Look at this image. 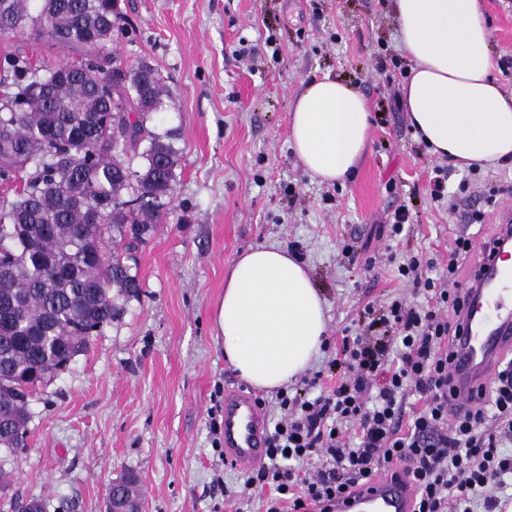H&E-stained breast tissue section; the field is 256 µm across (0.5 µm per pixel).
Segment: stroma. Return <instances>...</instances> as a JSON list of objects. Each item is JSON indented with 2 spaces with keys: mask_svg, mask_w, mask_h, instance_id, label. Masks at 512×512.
I'll list each match as a JSON object with an SVG mask.
<instances>
[{
  "mask_svg": "<svg viewBox=\"0 0 512 512\" xmlns=\"http://www.w3.org/2000/svg\"><path fill=\"white\" fill-rule=\"evenodd\" d=\"M125 13L113 50L156 68L173 96L155 116L181 151L166 223L132 266L142 285L122 317L43 386L30 404L26 446L0 454L11 498L45 512H105L108 487L135 475L143 512H234L219 485L240 490L241 469L225 467L211 416L241 378L225 361L212 311L236 257L275 244L308 266L323 292L329 347L364 326L366 306L412 290L397 276L419 255L445 273L456 235L486 237L498 210L512 209V165L461 169L418 142L398 96L411 62L398 43L391 0H120ZM494 76L512 93V0H482ZM257 48L241 61L239 45ZM333 76L367 98L375 115L353 177L321 184L289 144L301 88ZM446 173L448 211L430 197L434 167ZM505 186L494 203L483 193ZM406 207L402 234L385 233ZM482 220L468 223V212ZM355 245L353 257L342 254Z\"/></svg>",
  "mask_w": 512,
  "mask_h": 512,
  "instance_id": "obj_1",
  "label": "stroma"
}]
</instances>
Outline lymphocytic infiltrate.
Masks as SVG:
<instances>
[{
  "label": "lymphocytic infiltrate",
  "instance_id": "1",
  "mask_svg": "<svg viewBox=\"0 0 512 512\" xmlns=\"http://www.w3.org/2000/svg\"><path fill=\"white\" fill-rule=\"evenodd\" d=\"M478 244L456 237L448 272L409 257L397 267L423 303L397 298L366 307L367 331L346 336L328 370L333 388L309 397L278 392L284 415L268 433L267 461L246 488L273 487L265 512H306L381 473L403 468L417 487L415 512H503L512 491V358L462 414L448 405L452 343L465 300L462 265Z\"/></svg>",
  "mask_w": 512,
  "mask_h": 512
}]
</instances>
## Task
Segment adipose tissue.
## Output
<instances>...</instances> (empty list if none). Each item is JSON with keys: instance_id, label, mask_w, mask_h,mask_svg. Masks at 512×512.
I'll return each mask as SVG.
<instances>
[{"instance_id": "obj_1", "label": "adipose tissue", "mask_w": 512, "mask_h": 512, "mask_svg": "<svg viewBox=\"0 0 512 512\" xmlns=\"http://www.w3.org/2000/svg\"><path fill=\"white\" fill-rule=\"evenodd\" d=\"M392 8L412 61L402 98L414 137L462 168L511 162L512 96L493 75L480 0H392ZM370 128L363 95L327 76L297 95L289 141L304 169L331 185L354 172ZM212 322L226 359L259 390L281 388L311 368L327 328L311 274L276 245L234 261Z\"/></svg>"}]
</instances>
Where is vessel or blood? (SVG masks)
I'll use <instances>...</instances> for the list:
<instances>
[{"label":"vessel or blood","mask_w":512,"mask_h":512,"mask_svg":"<svg viewBox=\"0 0 512 512\" xmlns=\"http://www.w3.org/2000/svg\"><path fill=\"white\" fill-rule=\"evenodd\" d=\"M500 242L495 258L477 268L475 298L463 311L465 331L454 347L453 382L448 393L456 405L487 386L499 363L512 355V269L497 255L512 241V210L498 215ZM266 426L261 406L240 387L224 391V457L238 468L250 470L266 456ZM414 482L404 473L383 475L359 486L354 493L337 496L332 512H412Z\"/></svg>","instance_id":"b4317fda"}]
</instances>
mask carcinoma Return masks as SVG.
I'll return each instance as SVG.
<instances>
[{"label":"carcinoma","mask_w":512,"mask_h":512,"mask_svg":"<svg viewBox=\"0 0 512 512\" xmlns=\"http://www.w3.org/2000/svg\"><path fill=\"white\" fill-rule=\"evenodd\" d=\"M118 0H0V35L78 53L0 57V451L25 448L29 404L139 298L130 273L166 222L181 151L149 125L172 99L146 61L111 50ZM139 501L132 477L108 489Z\"/></svg>","instance_id":"1"}]
</instances>
